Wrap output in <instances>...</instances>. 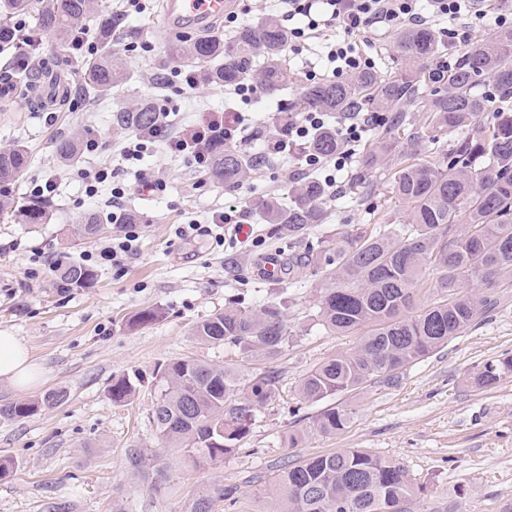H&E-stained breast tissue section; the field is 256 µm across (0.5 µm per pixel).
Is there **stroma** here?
Masks as SVG:
<instances>
[{
  "label": "stroma",
  "mask_w": 512,
  "mask_h": 512,
  "mask_svg": "<svg viewBox=\"0 0 512 512\" xmlns=\"http://www.w3.org/2000/svg\"><path fill=\"white\" fill-rule=\"evenodd\" d=\"M138 18L124 20L123 36L112 44L133 71V82L100 100L64 99L43 110L38 95L52 96L54 86L79 84L83 61L104 51L92 31H85L79 50L63 47L50 34L30 63L37 74L30 90L15 91L8 111L0 112V149L23 144L30 163L10 191L30 195L36 185L53 180L48 196L49 219L26 223L21 214H0V330L23 338L43 378L21 391L0 383V405L33 400L62 389L66 401L41 408L19 420H0V458L11 469L0 478V512H190L202 491L235 487L231 509L215 512H271L264 493L268 481L288 462L346 448H361L399 460L423 492L408 503V512H507L512 507V375L488 388L471 378L486 361L512 355V286L499 288L498 309L462 336L424 360L401 371L393 384L365 386L336 396L352 409L344 431L325 435L311 428L321 404L300 405L297 385L312 367L338 352L356 347L362 331L325 333L317 324L314 304L322 274L307 264L282 271L278 278L262 273L269 254L288 257L315 246L336 226L396 224L404 207L386 178L375 176L367 194L353 199L349 187L325 197L326 223L289 245L277 225L250 215L253 233L241 239L224 226L221 239L178 236L190 222L209 223L224 204L245 198L258 202L287 199L288 185L306 174L286 162L255 168L235 188L212 182L203 166L189 157H174L160 146L149 149L140 165L116 163L125 136L112 125L116 104L154 97L157 106L175 113V126L193 123L203 112L225 106L223 88L198 82L180 90L155 91L159 69L179 68L167 48L180 36L162 23V0H142ZM82 133L95 142L84 151L83 167L116 166L125 187L120 212L139 215L138 251L122 267L97 266L91 287L60 291L58 266L83 261L101 243L117 235L110 187L97 198L85 193L73 168L58 162V139ZM146 169L154 185L143 188L137 169ZM90 211L105 228L99 238L78 240L73 224ZM52 265H44V258ZM277 294L286 303L292 337L276 356L246 354L201 342L195 322L238 299L247 305ZM146 308L162 316L143 327L130 319ZM193 357L232 365L245 378L273 373L278 394L261 408L244 450L224 461L193 462L184 452L163 447L150 415L161 364ZM135 372L141 385L125 404L113 403L109 387L118 376ZM308 435L296 448L285 447L286 432Z\"/></svg>",
  "instance_id": "35a3bbf8"
}]
</instances>
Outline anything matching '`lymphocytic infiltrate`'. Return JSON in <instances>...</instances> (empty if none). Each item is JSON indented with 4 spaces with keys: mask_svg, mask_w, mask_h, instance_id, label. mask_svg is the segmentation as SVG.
<instances>
[{
    "mask_svg": "<svg viewBox=\"0 0 512 512\" xmlns=\"http://www.w3.org/2000/svg\"><path fill=\"white\" fill-rule=\"evenodd\" d=\"M282 15L288 23V50L302 56L307 76L324 71L339 77L366 67L365 53L370 34L392 31L408 25L432 24L442 35H451V25L462 19L481 20L486 16L478 0H278ZM318 39L319 51L314 57H303V44ZM325 112H300L288 122V137L256 141L249 130V118L235 108L223 114L208 113L176 135L163 141L168 153L190 155L207 162L206 147L214 136H223L234 146H256L260 160H289L305 162L310 169L322 174L330 193H338V172L355 154L354 145L361 138V123H337L339 148L332 158L311 154L307 145L314 134L330 124Z\"/></svg>",
    "mask_w": 512,
    "mask_h": 512,
    "instance_id": "lymphocytic-infiltrate-1",
    "label": "lymphocytic infiltrate"
}]
</instances>
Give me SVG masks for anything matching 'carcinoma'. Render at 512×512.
Returning <instances> with one entry per match:
<instances>
[{"label": "carcinoma", "mask_w": 512, "mask_h": 512, "mask_svg": "<svg viewBox=\"0 0 512 512\" xmlns=\"http://www.w3.org/2000/svg\"><path fill=\"white\" fill-rule=\"evenodd\" d=\"M34 11L35 28L70 42L93 24L109 44L121 29L112 8L99 0H0V41L16 37L11 16ZM397 71L384 75L366 68L338 80L303 84L286 112H372L380 128L360 157L354 184L362 185L373 170L386 171L394 197L406 208L399 224L372 229H336L310 251V261L324 274L316 317L330 334L372 326L360 344L309 371L297 388L298 397L316 403L364 387L391 383L400 372L428 357L450 340L472 329L496 309L495 292L502 278L512 275V28L494 37H477L459 56L444 57L443 43L429 27L407 26L397 31ZM288 33L276 17L266 15L242 26L230 40L201 36L174 45L171 54L192 64L217 63L203 77L213 86L257 84L270 98L280 96ZM131 71L114 52L85 60L82 82L75 93L103 95L126 85ZM488 86L482 93L480 86ZM420 123L412 114L424 92ZM486 112L492 119L478 125ZM157 123L150 99L118 105L112 124L118 129L147 132ZM336 126L319 130L308 152L336 154ZM81 134L56 144L57 159L71 162L81 153ZM445 152L443 160L420 163L425 149ZM207 173L214 182L234 187L256 167L255 159L214 140L208 147ZM27 166L22 144L0 150V184L16 183ZM325 190L312 176L290 190L289 202L264 200L259 211L268 224H278L288 238H300L326 220L321 200ZM21 213L27 223L46 219L47 202L29 197H0V213ZM103 230L101 216L85 214L74 233L91 239ZM437 274L440 297L418 311L413 296L423 285L426 269ZM96 271L71 263L60 271L59 287H89ZM285 304L274 298L256 306L231 302L196 322L193 335L204 343L224 344L244 353L275 356L288 344L290 330ZM512 374V356L489 360L476 372V385L487 387ZM276 377L245 379L233 368L196 358L165 364L159 374V394L152 422L167 447L180 448L205 462L224 460L242 450L260 408L277 397ZM141 378L123 375L109 394L116 404L130 401ZM66 399L63 391L42 398L0 406V419L29 417L42 406ZM352 411L327 406L312 420L315 430L334 435L351 423ZM397 460L358 448L320 454L288 464L273 477L266 494L276 512H403L401 505L422 493ZM234 487L209 489L198 496L192 512H214L215 503H235Z\"/></svg>", "instance_id": "obj_1"}]
</instances>
